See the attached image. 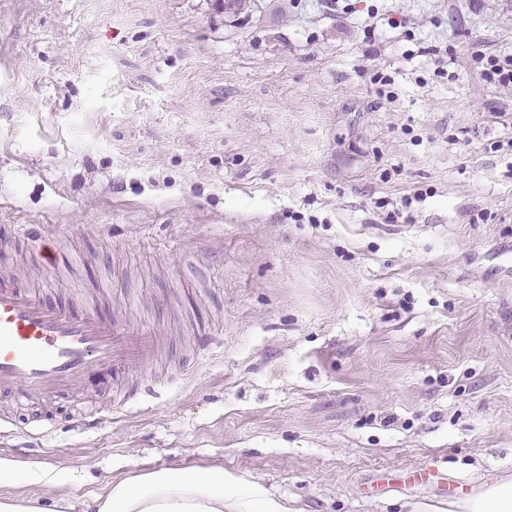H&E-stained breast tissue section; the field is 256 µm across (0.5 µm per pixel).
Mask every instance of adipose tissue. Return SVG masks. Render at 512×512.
Instances as JSON below:
<instances>
[{"label": "adipose tissue", "instance_id": "obj_1", "mask_svg": "<svg viewBox=\"0 0 512 512\" xmlns=\"http://www.w3.org/2000/svg\"><path fill=\"white\" fill-rule=\"evenodd\" d=\"M80 512H289L261 481L221 468L144 472L117 479ZM414 512H512V479H498L453 502L449 510L418 504Z\"/></svg>", "mask_w": 512, "mask_h": 512}]
</instances>
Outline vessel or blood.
Returning a JSON list of instances; mask_svg holds the SVG:
<instances>
[{
	"label": "vessel or blood",
	"instance_id": "obj_1",
	"mask_svg": "<svg viewBox=\"0 0 512 512\" xmlns=\"http://www.w3.org/2000/svg\"><path fill=\"white\" fill-rule=\"evenodd\" d=\"M160 348L155 331L131 327L121 310L54 303L0 273V393L31 401L62 397L100 368L138 366Z\"/></svg>",
	"mask_w": 512,
	"mask_h": 512
}]
</instances>
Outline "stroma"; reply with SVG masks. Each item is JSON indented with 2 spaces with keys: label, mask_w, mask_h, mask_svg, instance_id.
<instances>
[{
  "label": "stroma",
  "mask_w": 512,
  "mask_h": 512,
  "mask_svg": "<svg viewBox=\"0 0 512 512\" xmlns=\"http://www.w3.org/2000/svg\"><path fill=\"white\" fill-rule=\"evenodd\" d=\"M345 2L0 0V268L31 274L35 225L71 257L45 295L166 339L85 430L112 369L8 397L0 459L58 479L0 498L220 467L291 512H402L512 476V90L471 64L512 52V0Z\"/></svg>",
  "instance_id": "1"
}]
</instances>
